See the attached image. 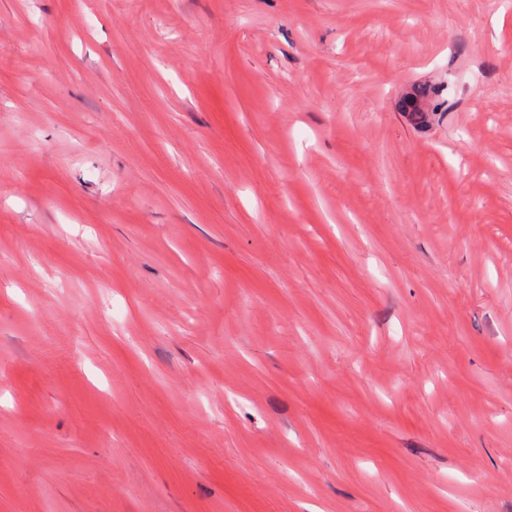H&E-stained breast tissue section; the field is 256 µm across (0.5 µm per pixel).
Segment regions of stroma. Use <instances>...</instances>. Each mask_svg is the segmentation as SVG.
<instances>
[{"label":"stroma","mask_w":512,"mask_h":512,"mask_svg":"<svg viewBox=\"0 0 512 512\" xmlns=\"http://www.w3.org/2000/svg\"><path fill=\"white\" fill-rule=\"evenodd\" d=\"M0 512H512V0H0Z\"/></svg>","instance_id":"1"}]
</instances>
